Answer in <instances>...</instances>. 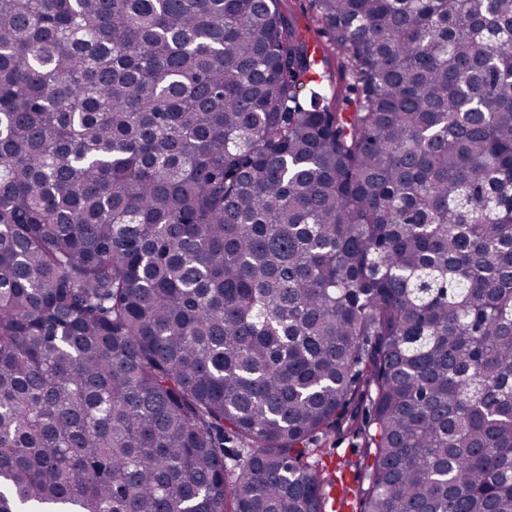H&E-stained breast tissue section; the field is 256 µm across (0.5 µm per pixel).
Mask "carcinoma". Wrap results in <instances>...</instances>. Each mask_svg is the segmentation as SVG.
Wrapping results in <instances>:
<instances>
[{
    "mask_svg": "<svg viewBox=\"0 0 512 512\" xmlns=\"http://www.w3.org/2000/svg\"><path fill=\"white\" fill-rule=\"evenodd\" d=\"M313 2L0 0V512H512V0ZM311 0H281V8L285 12L292 10L294 16L297 17L302 28L309 27V31L306 32L309 42L316 44V35L314 33V26L312 24V17L314 10L311 7ZM361 439L352 437H340L336 434H330L323 438L322 447L327 448L328 454L324 456V460L332 468L339 460H350L355 463L361 454Z\"/></svg>",
    "mask_w": 512,
    "mask_h": 512,
    "instance_id": "cac0c4a2",
    "label": "carcinoma"
}]
</instances>
